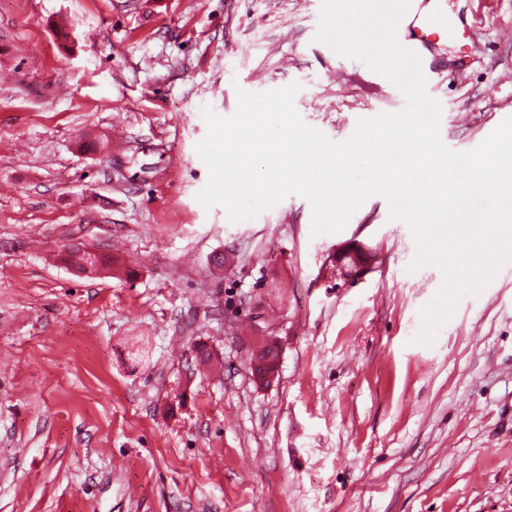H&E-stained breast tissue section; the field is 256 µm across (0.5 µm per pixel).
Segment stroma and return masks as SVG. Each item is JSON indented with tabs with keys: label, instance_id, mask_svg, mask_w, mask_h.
I'll list each match as a JSON object with an SVG mask.
<instances>
[{
	"label": "stroma",
	"instance_id": "obj_1",
	"mask_svg": "<svg viewBox=\"0 0 512 512\" xmlns=\"http://www.w3.org/2000/svg\"><path fill=\"white\" fill-rule=\"evenodd\" d=\"M442 12L480 26L424 69L469 151L512 117V0ZM317 23L315 0H0V512H512V262L425 346L442 273L409 271L386 198L318 237L298 195L239 223L196 199L202 110L232 115L238 90L299 83L336 142L405 108ZM354 240L356 274L336 266ZM79 243L116 269L75 275L59 248ZM269 349L278 354L277 357H266ZM280 362V350L274 342H266L252 354V365L256 368L255 376L260 384L269 385L278 376Z\"/></svg>",
	"mask_w": 512,
	"mask_h": 512
}]
</instances>
